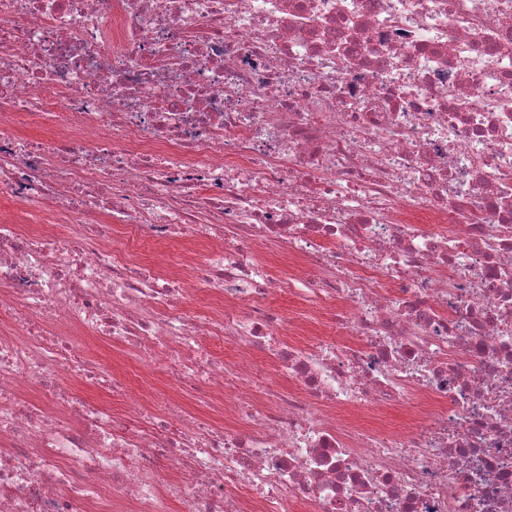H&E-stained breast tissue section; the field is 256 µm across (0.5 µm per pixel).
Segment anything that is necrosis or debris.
Here are the masks:
<instances>
[{
  "label": "necrosis or debris",
  "mask_w": 512,
  "mask_h": 512,
  "mask_svg": "<svg viewBox=\"0 0 512 512\" xmlns=\"http://www.w3.org/2000/svg\"><path fill=\"white\" fill-rule=\"evenodd\" d=\"M0 198V512H512V0H0ZM179 249L178 243L172 240L154 246L146 253L145 258L153 264L163 267V269L170 270ZM86 343L87 352L92 359L110 365L116 372L126 378V381L134 390L144 389L143 383L151 381L144 367L136 361L129 351L114 353L110 348L101 344L92 341Z\"/></svg>",
  "instance_id": "obj_1"
}]
</instances>
